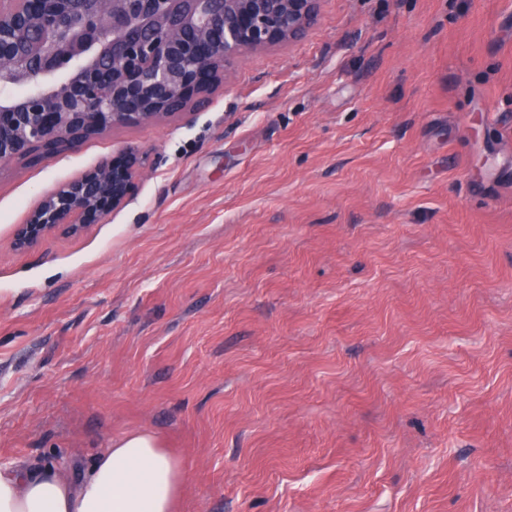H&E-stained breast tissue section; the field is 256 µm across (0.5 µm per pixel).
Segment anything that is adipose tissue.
<instances>
[{
	"label": "adipose tissue",
	"instance_id": "ef3b65f1",
	"mask_svg": "<svg viewBox=\"0 0 512 512\" xmlns=\"http://www.w3.org/2000/svg\"><path fill=\"white\" fill-rule=\"evenodd\" d=\"M183 488L181 461L156 434L133 431L76 481L50 466H0V512H175Z\"/></svg>",
	"mask_w": 512,
	"mask_h": 512
}]
</instances>
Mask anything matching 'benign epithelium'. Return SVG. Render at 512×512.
<instances>
[{
  "instance_id": "obj_1",
  "label": "benign epithelium",
  "mask_w": 512,
  "mask_h": 512,
  "mask_svg": "<svg viewBox=\"0 0 512 512\" xmlns=\"http://www.w3.org/2000/svg\"><path fill=\"white\" fill-rule=\"evenodd\" d=\"M321 2L0 0V164L201 109L233 63L301 39ZM144 167L128 148L58 185L16 228L15 247L101 223L137 194Z\"/></svg>"
}]
</instances>
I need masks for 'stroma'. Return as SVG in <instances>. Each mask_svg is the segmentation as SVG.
<instances>
[{"label": "stroma", "instance_id": "35a3bbf8", "mask_svg": "<svg viewBox=\"0 0 512 512\" xmlns=\"http://www.w3.org/2000/svg\"><path fill=\"white\" fill-rule=\"evenodd\" d=\"M130 146L124 208L15 248ZM135 430L177 512H512V0H323L194 115L0 167V465Z\"/></svg>", "mask_w": 512, "mask_h": 512}]
</instances>
